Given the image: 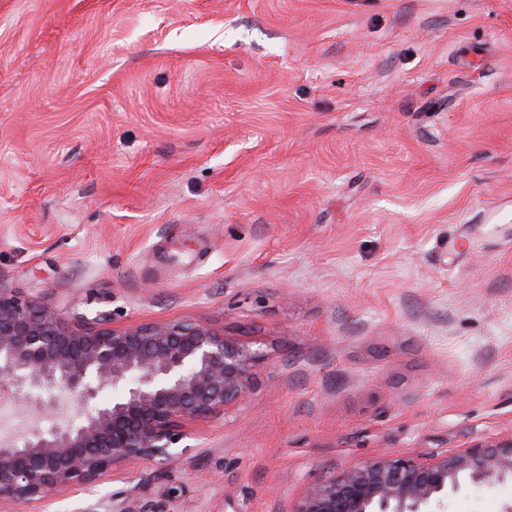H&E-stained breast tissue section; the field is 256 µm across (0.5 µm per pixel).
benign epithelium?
<instances>
[{"mask_svg":"<svg viewBox=\"0 0 512 512\" xmlns=\"http://www.w3.org/2000/svg\"><path fill=\"white\" fill-rule=\"evenodd\" d=\"M260 351L198 323H146L117 330L108 319L57 313L0 290V380L37 412L54 410L52 390L84 401L123 388L81 419H58L0 443V502L41 499L96 482L142 459L169 466L192 451L193 424L224 411L252 385ZM512 481V439L452 455H393L353 465L311 485L297 512H428L466 486Z\"/></svg>","mask_w":512,"mask_h":512,"instance_id":"benign-epithelium-1","label":"benign epithelium"}]
</instances>
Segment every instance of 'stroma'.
<instances>
[{
    "label": "stroma",
    "mask_w": 512,
    "mask_h": 512,
    "mask_svg": "<svg viewBox=\"0 0 512 512\" xmlns=\"http://www.w3.org/2000/svg\"><path fill=\"white\" fill-rule=\"evenodd\" d=\"M0 290L264 355L179 462L0 512H296L512 438V0H0Z\"/></svg>",
    "instance_id": "stroma-1"
}]
</instances>
